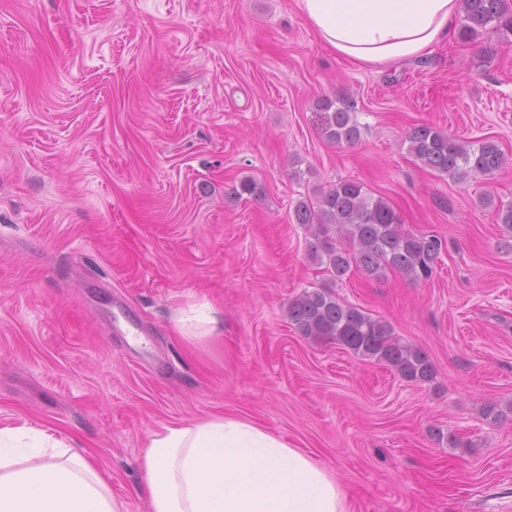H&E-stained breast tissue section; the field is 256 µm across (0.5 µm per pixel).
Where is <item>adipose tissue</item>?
<instances>
[{
    "label": "adipose tissue",
    "instance_id": "adipose-tissue-1",
    "mask_svg": "<svg viewBox=\"0 0 512 512\" xmlns=\"http://www.w3.org/2000/svg\"><path fill=\"white\" fill-rule=\"evenodd\" d=\"M315 34L361 66L418 57L455 30L459 0H297ZM150 512H347L305 450L240 415L179 422L140 456ZM0 512H124L84 455L43 429L0 426Z\"/></svg>",
    "mask_w": 512,
    "mask_h": 512
}]
</instances>
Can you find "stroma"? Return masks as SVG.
I'll return each mask as SVG.
<instances>
[{
  "instance_id": "35a3bbf8",
  "label": "stroma",
  "mask_w": 512,
  "mask_h": 512,
  "mask_svg": "<svg viewBox=\"0 0 512 512\" xmlns=\"http://www.w3.org/2000/svg\"><path fill=\"white\" fill-rule=\"evenodd\" d=\"M327 97L353 104L354 146L327 138ZM423 124L493 139L508 165L431 171L408 152ZM244 179L260 199L234 194ZM340 180L446 241L428 280L335 288L423 351L431 382L288 319L326 281L295 206ZM510 203L506 36L363 67L296 0H0V425L86 449L125 512H149L151 433L224 414L308 451L348 512H512ZM203 303L219 329L182 336Z\"/></svg>"
}]
</instances>
